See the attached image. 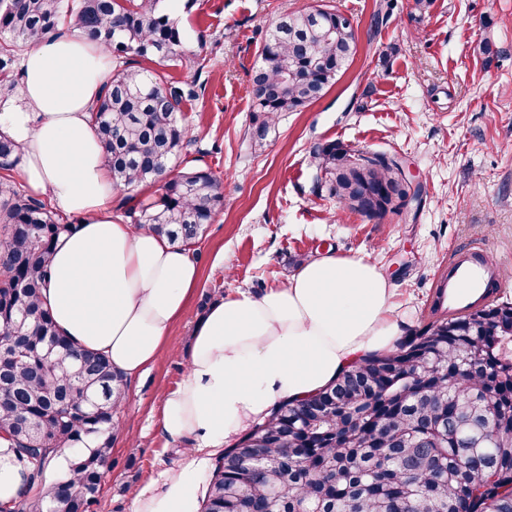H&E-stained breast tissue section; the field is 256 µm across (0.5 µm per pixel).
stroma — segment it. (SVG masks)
I'll list each match as a JSON object with an SVG mask.
<instances>
[{
  "instance_id": "stroma-1",
  "label": "stroma",
  "mask_w": 512,
  "mask_h": 512,
  "mask_svg": "<svg viewBox=\"0 0 512 512\" xmlns=\"http://www.w3.org/2000/svg\"><path fill=\"white\" fill-rule=\"evenodd\" d=\"M315 0H180L176 18L196 58L161 75L197 96L183 116L192 140L183 169L220 179L224 206L194 247L200 280L169 350L125 384L113 417L112 472L93 512H131L132 494L176 456L159 433L165 397L186 374L190 331L215 290L259 292L333 250L367 256L397 288L411 326L431 318L449 252L483 255L512 299V0H326L353 20L358 51L318 101L282 114L264 149H251V72L278 18ZM333 142L404 167L409 204L382 220L344 208L317 184L314 147Z\"/></svg>"
}]
</instances>
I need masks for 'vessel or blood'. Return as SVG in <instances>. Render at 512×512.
<instances>
[{"label": "vessel or blood", "instance_id": "obj_1", "mask_svg": "<svg viewBox=\"0 0 512 512\" xmlns=\"http://www.w3.org/2000/svg\"><path fill=\"white\" fill-rule=\"evenodd\" d=\"M500 279L498 266L475 262L452 253L448 256L447 273L440 275L435 285L446 289L449 313L462 315L474 306L488 303L492 295L487 286Z\"/></svg>", "mask_w": 512, "mask_h": 512}]
</instances>
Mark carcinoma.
I'll list each match as a JSON object with an SVG mask.
<instances>
[{
    "mask_svg": "<svg viewBox=\"0 0 512 512\" xmlns=\"http://www.w3.org/2000/svg\"><path fill=\"white\" fill-rule=\"evenodd\" d=\"M121 64L92 112L115 185L158 184L131 223L172 244L194 245L224 202L208 169L175 173L186 154L183 103L195 97L126 57L179 66L192 57L167 0H0V87L18 89L15 49L63 21ZM353 22L326 5L282 16L251 76L250 146L275 120L322 98L357 52ZM20 160L0 134V435L46 483L57 452L76 454L51 492L0 504V512H91L112 469L113 415L124 399L102 357L58 335L41 288L61 224L11 184ZM354 174V155L329 143L311 165L339 202L380 218L405 196L397 163L373 155ZM408 330L389 353L352 365L334 384L276 407L217 460L200 512H512V302L464 315L438 313ZM492 390L498 400L479 404ZM415 434V448L406 438ZM97 448L79 452L87 438Z\"/></svg>",
    "mask_w": 512,
    "mask_h": 512,
    "instance_id": "1",
    "label": "carcinoma"
}]
</instances>
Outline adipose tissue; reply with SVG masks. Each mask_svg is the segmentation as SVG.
I'll return each mask as SVG.
<instances>
[{
	"label": "adipose tissue",
	"instance_id": "adipose-tissue-1",
	"mask_svg": "<svg viewBox=\"0 0 512 512\" xmlns=\"http://www.w3.org/2000/svg\"><path fill=\"white\" fill-rule=\"evenodd\" d=\"M109 52L66 27L28 48L19 96L0 133L22 151L18 175L78 228L55 245L41 291L57 330L106 357L124 381L150 369L199 281L190 250L124 222L91 109L109 82ZM395 290L365 257L326 253L286 284L235 289L191 331L188 369L159 428L176 463L133 494L132 512H198L224 448L279 403L309 398L370 354L394 348L408 323ZM30 471L0 438V502L29 492Z\"/></svg>",
	"mask_w": 512,
	"mask_h": 512
}]
</instances>
